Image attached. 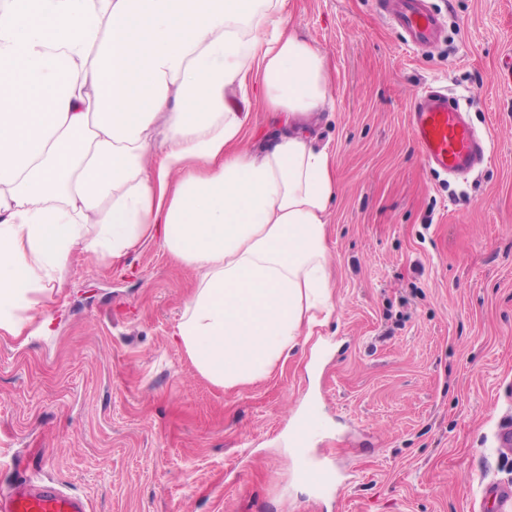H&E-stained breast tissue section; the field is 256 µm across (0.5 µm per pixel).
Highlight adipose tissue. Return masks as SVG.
<instances>
[{
  "mask_svg": "<svg viewBox=\"0 0 512 512\" xmlns=\"http://www.w3.org/2000/svg\"><path fill=\"white\" fill-rule=\"evenodd\" d=\"M286 0H0V334L49 328L75 254L156 241L196 286L177 336L224 387L266 379L334 304L324 53ZM284 122L255 149L240 105Z\"/></svg>",
  "mask_w": 512,
  "mask_h": 512,
  "instance_id": "1",
  "label": "adipose tissue"
}]
</instances>
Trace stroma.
I'll return each mask as SVG.
<instances>
[{
  "label": "stroma",
  "mask_w": 512,
  "mask_h": 512,
  "mask_svg": "<svg viewBox=\"0 0 512 512\" xmlns=\"http://www.w3.org/2000/svg\"><path fill=\"white\" fill-rule=\"evenodd\" d=\"M446 32L405 44L375 0H287L330 67L310 133L334 159L335 310L265 380L224 389L176 341L192 271L160 244L126 271L77 254L48 331L0 337V489L53 482L87 512H492L512 483V0H432ZM446 88L490 157L429 170L408 113ZM312 413L305 453L290 424ZM350 478L303 484L306 457Z\"/></svg>",
  "instance_id": "35a3bbf8"
}]
</instances>
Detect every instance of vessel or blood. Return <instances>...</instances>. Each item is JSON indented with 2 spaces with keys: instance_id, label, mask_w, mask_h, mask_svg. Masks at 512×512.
Segmentation results:
<instances>
[{
  "instance_id": "vessel-or-blood-1",
  "label": "vessel or blood",
  "mask_w": 512,
  "mask_h": 512,
  "mask_svg": "<svg viewBox=\"0 0 512 512\" xmlns=\"http://www.w3.org/2000/svg\"><path fill=\"white\" fill-rule=\"evenodd\" d=\"M376 5L388 25L414 48L437 43L445 28L443 15L430 7L429 0H376ZM408 117L413 138L428 168L465 174L485 161V138L476 136L446 90L424 89ZM0 512H86V504L52 484H21L0 498Z\"/></svg>"
}]
</instances>
